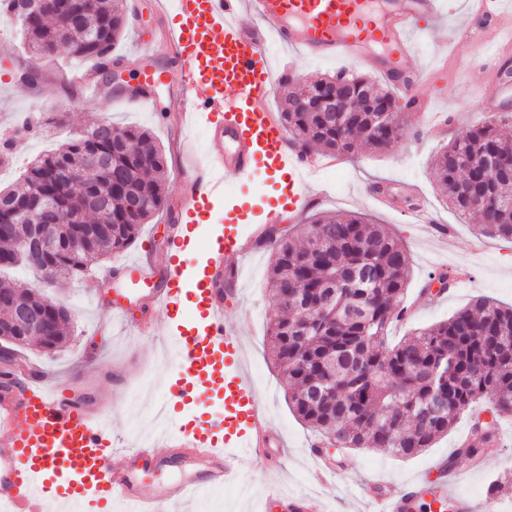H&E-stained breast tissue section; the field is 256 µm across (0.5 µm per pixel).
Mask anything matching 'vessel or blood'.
Listing matches in <instances>:
<instances>
[{
  "label": "vessel or blood",
  "instance_id": "1",
  "mask_svg": "<svg viewBox=\"0 0 512 512\" xmlns=\"http://www.w3.org/2000/svg\"><path fill=\"white\" fill-rule=\"evenodd\" d=\"M490 0H469L473 16L493 14L512 31V12L489 9ZM162 26L151 40L155 54L175 63L180 79L178 123L202 126L203 154L187 151L180 195L172 205L174 247L158 263L128 261L118 270L126 292L161 312L174 326L175 363L164 384L165 423L112 460V430L104 410L125 390L89 399L78 378L52 379L25 363L17 385L0 389V512H184L215 488L244 480L268 464L281 437L273 428L245 366L241 328L224 319V270H239L271 225L296 218L323 194L321 171L339 166L293 148L269 104L276 84L271 41L311 60L347 59L366 65L403 92L421 84L415 70L399 78L394 65L413 53L429 28L445 24L444 0H155ZM162 66L144 65L139 98L150 102ZM512 98V76L496 68L490 105ZM272 172L280 203L248 230L228 227L205 244V261L187 270L184 252L197 244L204 213L224 198L228 184ZM224 391L221 420H186L183 408L201 388ZM194 468L191 476L156 480L172 461ZM460 471L442 463L435 471L401 483L371 481L362 496L373 512H497L499 496L461 493ZM259 512H327L323 500L267 486Z\"/></svg>",
  "mask_w": 512,
  "mask_h": 512
}]
</instances>
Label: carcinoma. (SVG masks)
Segmentation results:
<instances>
[{
    "label": "carcinoma",
    "instance_id": "cac0c4a2",
    "mask_svg": "<svg viewBox=\"0 0 512 512\" xmlns=\"http://www.w3.org/2000/svg\"><path fill=\"white\" fill-rule=\"evenodd\" d=\"M125 27L119 0H91L80 28L68 14L48 3L22 25L28 51L39 59L67 55L111 60ZM285 127L305 148L347 156L360 146L382 151L400 137L393 129L378 136V109H397L396 98L371 79L345 70L319 76L295 87L281 84ZM335 96L352 98L356 112L345 128L317 102ZM111 160L112 172L55 190L63 208L86 195L103 194L107 207L85 213L80 224H61L62 241L89 224H107L112 235L87 242L83 251L64 250L48 261L25 252L34 209L0 237V268L17 265L41 274V285L73 277L115 251L129 248L142 225L168 206L166 156L144 128L98 125L36 155L23 174V187L0 189V203L36 200L45 190V171L53 162L81 166L87 156ZM497 158L502 174H485L484 163ZM432 175L448 202L462 215L476 214L479 234L512 241V140L497 124L478 123L448 143L431 161ZM139 203L137 210L130 203ZM296 238L276 233L269 239L271 263L267 287L277 311L269 322L272 362L288 384V404L317 437L337 448H382L396 457L414 456L448 434L462 415L472 429L494 433L498 417L512 413V306L480 298L448 320L419 329L398 343L388 342V327L410 279L408 257L396 237L361 213H319L294 226ZM20 308L46 311L52 342L25 335L14 344L0 338V361L9 365L35 340L56 351L68 341L69 316L62 303L25 283L0 285V324L14 321ZM439 394L448 408L431 410ZM490 420L480 422L482 414Z\"/></svg>",
    "mask_w": 512,
    "mask_h": 512
}]
</instances>
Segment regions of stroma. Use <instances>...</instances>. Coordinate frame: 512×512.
<instances>
[{"label": "stroma", "instance_id": "35a3bbf8", "mask_svg": "<svg viewBox=\"0 0 512 512\" xmlns=\"http://www.w3.org/2000/svg\"><path fill=\"white\" fill-rule=\"evenodd\" d=\"M448 2L450 25L433 30L420 41L406 64L432 74V81L421 87L419 93L428 99L432 113L456 116L454 126L446 136L430 137L424 113L407 110L401 137L386 151L359 149L343 168L322 175L326 190L319 210L371 216L397 238L409 257L411 282L407 302L414 305L415 311L407 319L392 322L390 339L394 342L416 329L447 320L479 296L512 305V242L478 238L476 217L455 212L431 174L433 156L467 126L493 115L512 136V102L494 112L482 97L490 84V60L496 55L495 28L487 18H469L464 8L466 0ZM122 5L137 9L134 24L126 25L122 39L112 50L113 58L120 61L122 79L109 86L99 85L93 96L85 95L81 87L71 82L73 75L91 70L92 62L74 64L63 53L49 63L30 60L19 28L10 18L0 16V141L10 137L15 140L10 150L8 185L20 182L31 155L51 149L106 119L121 126L144 127L153 133L167 156L168 196H178L180 143L190 140L196 152H203L204 132L199 127L185 134L179 131L165 90H158L155 106L127 103L133 75L141 64L137 53L139 32L152 28L155 17L152 0H123ZM274 60L276 72L298 81L340 69L365 76L370 73L369 68L346 60L312 61L289 55L280 47L275 50ZM18 62L32 64L35 83L17 81L14 65ZM378 184L390 189L395 204L381 206L372 200L370 193ZM407 195L426 203L430 225L411 223L407 208L399 203ZM273 201L271 184L264 175H257L251 184L230 185L215 212L205 215L198 228L199 240L223 231L229 217L246 225L259 223ZM171 236L169 214L160 212L143 226L130 248L102 259L82 276L57 281L47 294L68 306L70 339L52 354L43 353L33 344L22 351L28 362L57 375L82 374L89 383L88 396L92 399L118 386L124 377L151 374L150 384L132 387L123 401L108 410L112 435L124 447L156 430L154 405L163 394L165 376L154 340L133 341L130 331L112 315L116 304L136 315L141 312L138 303L126 298L115 269L120 263L166 250ZM269 265V247L258 245L236 281L224 287V318L232 323L240 313L249 315L242 329L244 360L268 405L273 427L285 439L284 457L278 468L259 467L249 474V495H242L235 483L215 489L210 496L212 508L207 512H227L233 506L238 512H248L255 506L263 486L272 481L290 491L321 495L329 512H365L366 505L356 492L358 482L399 483L437 465L442 456L458 449L468 433V419H457L447 436L411 458H398L380 448L344 450L336 457V479L321 481L307 453L315 436L290 409L288 388L269 355L267 326L276 311L266 286ZM451 266L469 270L470 280L444 294L426 291L429 278L441 268ZM482 464V472H467L461 491L476 498L492 489L500 491L503 512H512V417L502 420L497 448L484 457Z\"/></svg>", "mask_w": 512, "mask_h": 512}]
</instances>
